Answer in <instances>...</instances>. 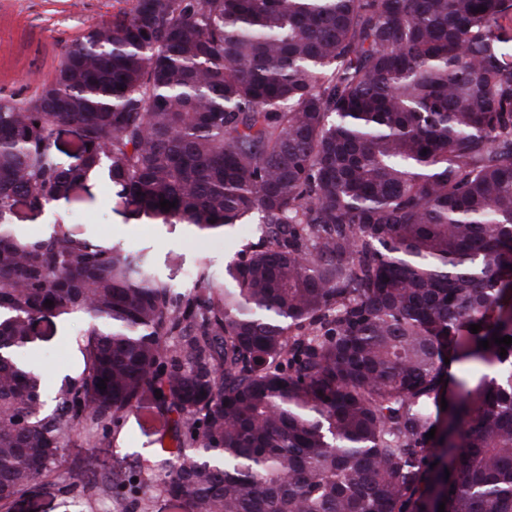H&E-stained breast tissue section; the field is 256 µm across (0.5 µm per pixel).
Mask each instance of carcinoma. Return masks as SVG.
Instances as JSON below:
<instances>
[{
  "label": "carcinoma",
  "instance_id": "cac0c4a2",
  "mask_svg": "<svg viewBox=\"0 0 512 512\" xmlns=\"http://www.w3.org/2000/svg\"><path fill=\"white\" fill-rule=\"evenodd\" d=\"M129 2L0 97V508L135 410L178 512H512V0ZM99 173L128 220L259 225L231 287L14 224ZM64 316L85 369L51 407L21 354ZM446 358L473 373L443 410ZM78 138L73 128H63L57 136L54 153L65 162H75L76 144Z\"/></svg>",
  "mask_w": 512,
  "mask_h": 512
}]
</instances>
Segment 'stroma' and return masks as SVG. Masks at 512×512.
I'll list each match as a JSON object with an SVG mask.
<instances>
[{"instance_id": "35a3bbf8", "label": "stroma", "mask_w": 512, "mask_h": 512, "mask_svg": "<svg viewBox=\"0 0 512 512\" xmlns=\"http://www.w3.org/2000/svg\"><path fill=\"white\" fill-rule=\"evenodd\" d=\"M126 6V0H0V97H35L54 78L65 47L89 27L111 22L113 14ZM14 222L27 234L52 231L59 223L98 243L146 254L157 274L178 288L192 287L190 275L201 265L208 266L215 284H222L225 262L248 242L239 232L230 237L199 236L186 224L129 223L114 212L112 186L103 179L90 181L78 200L42 214L18 208ZM85 327L79 317L33 322L34 352L47 394H55L64 375L71 373ZM157 427L144 415H131L117 441L105 448L88 445L84 430H77L62 451L63 467L56 476L34 483L0 512H123L110 497L65 492V469L78 456L102 480L129 469L141 472L151 482L143 512H174L153 484Z\"/></svg>"}]
</instances>
